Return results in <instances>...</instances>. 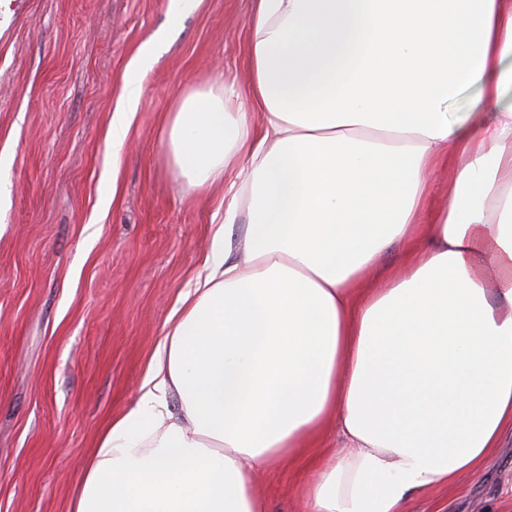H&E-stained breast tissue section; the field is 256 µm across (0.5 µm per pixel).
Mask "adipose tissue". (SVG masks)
<instances>
[{
	"mask_svg": "<svg viewBox=\"0 0 512 512\" xmlns=\"http://www.w3.org/2000/svg\"><path fill=\"white\" fill-rule=\"evenodd\" d=\"M247 30L246 83L193 88L164 130L224 221L70 512H268L257 472L309 454L305 512H404L512 433V0H254Z\"/></svg>",
	"mask_w": 512,
	"mask_h": 512,
	"instance_id": "ef3b65f1",
	"label": "adipose tissue"
}]
</instances>
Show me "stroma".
I'll return each instance as SVG.
<instances>
[{
    "label": "stroma",
    "instance_id": "35a3bbf8",
    "mask_svg": "<svg viewBox=\"0 0 512 512\" xmlns=\"http://www.w3.org/2000/svg\"><path fill=\"white\" fill-rule=\"evenodd\" d=\"M0 0V512H69L97 436L137 401L170 315L202 267L223 190L188 187L169 112L243 77L253 0ZM163 34L120 157L111 114L136 53ZM309 466L256 489L299 512ZM408 512H512V436L480 476L413 492Z\"/></svg>",
    "mask_w": 512,
    "mask_h": 512
}]
</instances>
